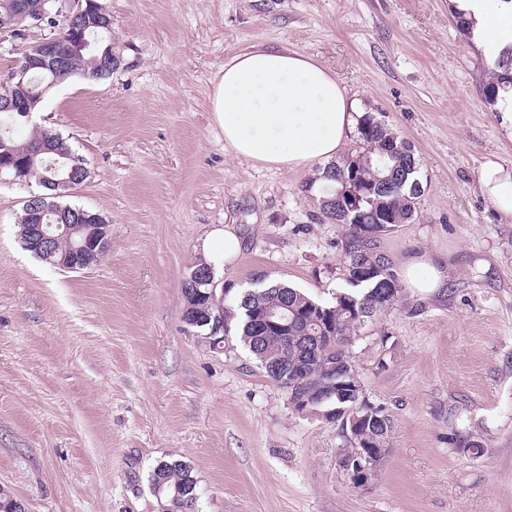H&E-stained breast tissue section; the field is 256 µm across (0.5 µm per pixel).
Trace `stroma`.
<instances>
[{
  "label": "stroma",
  "mask_w": 512,
  "mask_h": 512,
  "mask_svg": "<svg viewBox=\"0 0 512 512\" xmlns=\"http://www.w3.org/2000/svg\"><path fill=\"white\" fill-rule=\"evenodd\" d=\"M101 2L117 68L58 83L32 124L85 161L62 201L105 219L100 263L72 272L27 251L37 181L0 172V488L25 512H159L149 476L178 460L200 512H512V220L479 187L486 161L512 167V141L483 95L493 61L450 0ZM61 31H0V77ZM253 46L313 55L409 142L424 192L382 247L396 264L448 253L443 293L402 292L353 339L369 401L396 423L363 488L336 466L337 425L293 412L237 341L211 346L182 319L205 242L219 283L261 273L323 302L346 285V228L303 190L321 165L252 166L212 121L213 76ZM227 224L242 243L228 263Z\"/></svg>",
  "instance_id": "35a3bbf8"
}]
</instances>
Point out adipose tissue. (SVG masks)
I'll list each match as a JSON object with an SVG mask.
<instances>
[{
  "label": "adipose tissue",
  "instance_id": "obj_1",
  "mask_svg": "<svg viewBox=\"0 0 512 512\" xmlns=\"http://www.w3.org/2000/svg\"><path fill=\"white\" fill-rule=\"evenodd\" d=\"M451 2L487 55L512 44V0L498 8L489 0ZM209 105L235 156L286 171L342 159L357 115L335 74L312 55L288 48L253 47L232 56L212 80ZM479 185L498 212L512 219V169L488 161ZM401 281L415 295L440 292L448 284V259L436 250L410 253L402 261Z\"/></svg>",
  "mask_w": 512,
  "mask_h": 512
}]
</instances>
